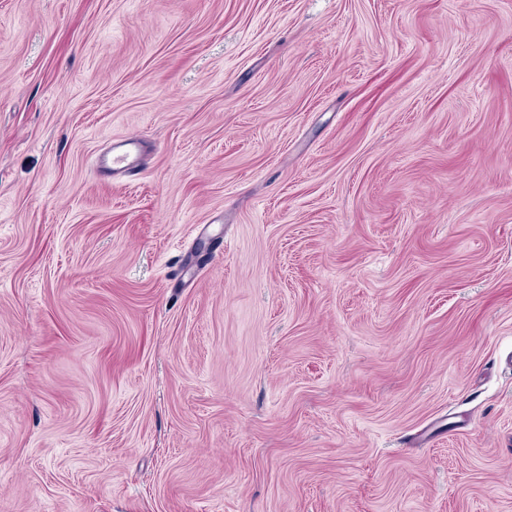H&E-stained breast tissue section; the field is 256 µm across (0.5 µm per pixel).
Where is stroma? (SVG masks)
I'll return each mask as SVG.
<instances>
[{
  "label": "stroma",
  "instance_id": "stroma-1",
  "mask_svg": "<svg viewBox=\"0 0 512 512\" xmlns=\"http://www.w3.org/2000/svg\"><path fill=\"white\" fill-rule=\"evenodd\" d=\"M0 512H512V0H0ZM139 139L128 137L114 141L110 148L99 157V169L128 171L134 169L140 154Z\"/></svg>",
  "mask_w": 512,
  "mask_h": 512
}]
</instances>
